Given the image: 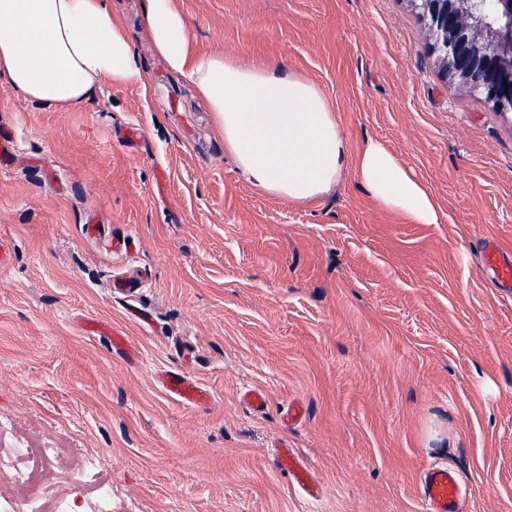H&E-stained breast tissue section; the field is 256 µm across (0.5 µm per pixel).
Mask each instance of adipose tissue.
<instances>
[{
    "label": "adipose tissue",
    "instance_id": "adipose-tissue-1",
    "mask_svg": "<svg viewBox=\"0 0 512 512\" xmlns=\"http://www.w3.org/2000/svg\"><path fill=\"white\" fill-rule=\"evenodd\" d=\"M143 21L155 54L191 82L253 187L308 203L351 174L384 210L439 223L434 195L385 144L351 152L317 85L274 65L198 52L173 0H145ZM0 79L69 111L95 86L139 82L143 73L112 0H0Z\"/></svg>",
    "mask_w": 512,
    "mask_h": 512
}]
</instances>
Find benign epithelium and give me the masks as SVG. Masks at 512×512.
I'll list each match as a JSON object with an SVG mask.
<instances>
[{
  "mask_svg": "<svg viewBox=\"0 0 512 512\" xmlns=\"http://www.w3.org/2000/svg\"><path fill=\"white\" fill-rule=\"evenodd\" d=\"M447 80L512 111V0H410Z\"/></svg>",
  "mask_w": 512,
  "mask_h": 512,
  "instance_id": "7a95c632",
  "label": "benign epithelium"
}]
</instances>
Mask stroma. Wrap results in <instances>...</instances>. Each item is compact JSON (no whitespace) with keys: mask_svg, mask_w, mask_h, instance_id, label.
Masks as SVG:
<instances>
[{"mask_svg":"<svg viewBox=\"0 0 512 512\" xmlns=\"http://www.w3.org/2000/svg\"><path fill=\"white\" fill-rule=\"evenodd\" d=\"M196 49L316 84L351 151L384 143L436 197L409 224L346 177L295 204L251 186L189 81L158 58L140 0H112L143 83L58 112L0 80V437L51 445L72 512H422L421 471L455 466L468 512H512V112L448 81L410 0H174ZM140 128L134 139L126 128ZM104 240L84 238L89 215ZM132 237L131 254L105 241ZM145 277L131 295L114 277ZM138 307L145 329L126 317ZM126 336V358L89 335ZM212 395L167 399L161 371ZM262 391V411L241 400ZM301 407L292 421L288 411ZM303 457L306 498L275 457ZM482 253L485 265L494 273L499 287H512V261L502 247L494 239H485L482 243Z\"/></svg>","mask_w":512,"mask_h":512,"instance_id":"1","label":"stroma"}]
</instances>
